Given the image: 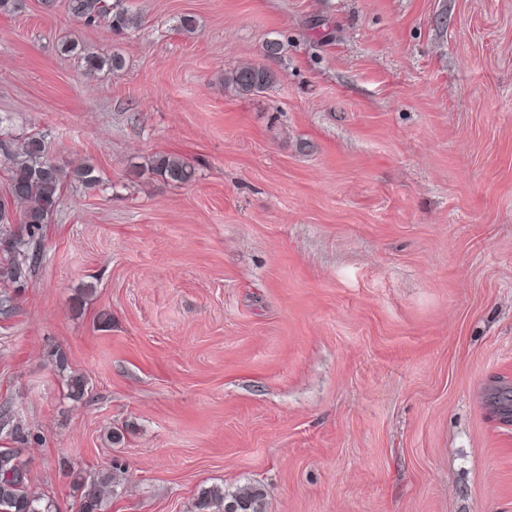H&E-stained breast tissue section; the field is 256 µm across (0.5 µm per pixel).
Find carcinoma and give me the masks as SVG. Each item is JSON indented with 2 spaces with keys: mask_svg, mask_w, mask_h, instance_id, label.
<instances>
[{
  "mask_svg": "<svg viewBox=\"0 0 512 512\" xmlns=\"http://www.w3.org/2000/svg\"><path fill=\"white\" fill-rule=\"evenodd\" d=\"M64 7L70 16L89 26L104 22L113 32L120 34L138 28L133 14L107 3V0H64ZM62 49L79 55L85 70L91 73H113L123 68V59L117 53L88 52L72 41L64 42ZM277 82V73L259 64L224 72V90L242 98L265 92ZM0 166L8 172L10 196L8 201L0 200V212L7 210L14 201L23 204V209L15 214V223L26 226L30 243L39 234L41 226L49 223L57 211L66 180H75L88 188L101 181L95 167L90 164H84L71 173L63 171L50 159L42 136L17 139L0 132ZM149 169L173 185L195 180V169L177 156L157 155L150 161ZM36 260L37 254L28 250L1 265L0 278L17 283L26 277ZM66 385L68 395L74 399L88 393V382L80 374L67 376ZM124 480L125 467L117 461L112 463V470L92 478L76 475L74 483L79 492L76 512H103L106 507L104 489L115 490ZM264 499L263 489L251 483L232 491L214 484L198 492L193 512H265ZM0 512H56L55 502L50 496L31 488L24 464L12 448H0Z\"/></svg>",
  "mask_w": 512,
  "mask_h": 512,
  "instance_id": "1",
  "label": "carcinoma"
}]
</instances>
